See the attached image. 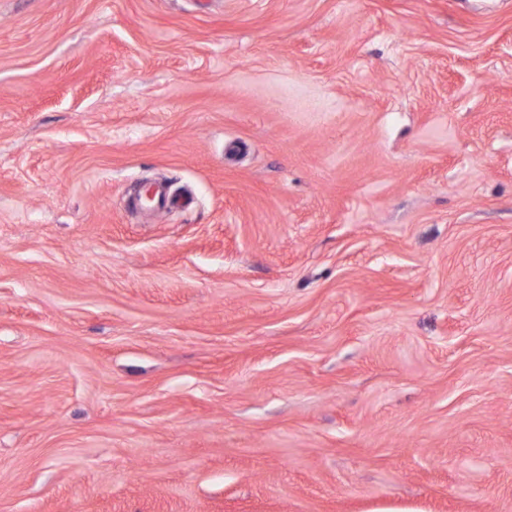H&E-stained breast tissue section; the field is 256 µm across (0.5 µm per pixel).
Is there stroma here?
<instances>
[{
	"label": "stroma",
	"instance_id": "obj_1",
	"mask_svg": "<svg viewBox=\"0 0 512 512\" xmlns=\"http://www.w3.org/2000/svg\"><path fill=\"white\" fill-rule=\"evenodd\" d=\"M0 512H512V0H0Z\"/></svg>",
	"mask_w": 512,
	"mask_h": 512
}]
</instances>
